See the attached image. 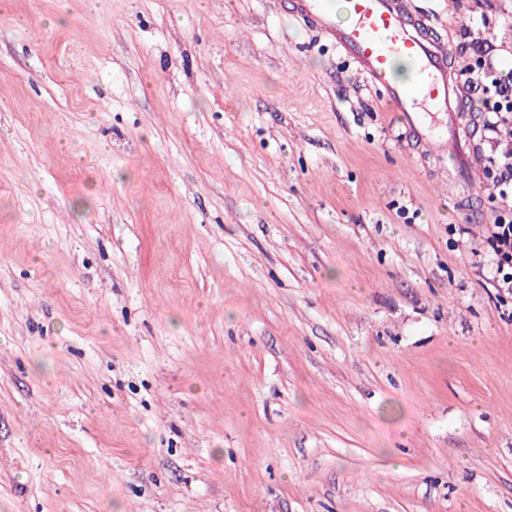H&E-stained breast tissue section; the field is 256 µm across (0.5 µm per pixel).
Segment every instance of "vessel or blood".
Wrapping results in <instances>:
<instances>
[{
    "mask_svg": "<svg viewBox=\"0 0 512 512\" xmlns=\"http://www.w3.org/2000/svg\"><path fill=\"white\" fill-rule=\"evenodd\" d=\"M343 4L350 17L344 25L337 24L331 0H286V12L351 58L365 79L383 86L388 111L400 117L416 142L428 141L433 118L443 116L457 164L469 174L479 170L480 155L460 144L466 115L463 91L449 65L450 49L425 33L428 14L412 10L408 0Z\"/></svg>",
    "mask_w": 512,
    "mask_h": 512,
    "instance_id": "1",
    "label": "vessel or blood"
}]
</instances>
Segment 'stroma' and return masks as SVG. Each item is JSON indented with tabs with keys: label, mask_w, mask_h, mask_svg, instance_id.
Wrapping results in <instances>:
<instances>
[{
	"label": "stroma",
	"mask_w": 512,
	"mask_h": 512,
	"mask_svg": "<svg viewBox=\"0 0 512 512\" xmlns=\"http://www.w3.org/2000/svg\"><path fill=\"white\" fill-rule=\"evenodd\" d=\"M282 4L0 0V512H512V196ZM487 241L494 255L493 287L512 294V211H499Z\"/></svg>",
	"instance_id": "1"
}]
</instances>
